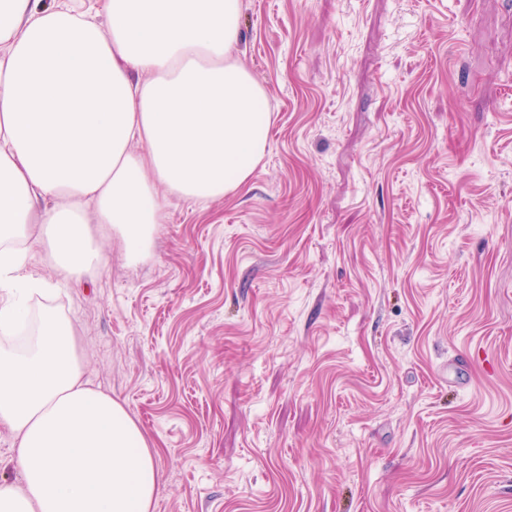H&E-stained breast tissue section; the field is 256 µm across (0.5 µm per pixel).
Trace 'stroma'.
Masks as SVG:
<instances>
[{"instance_id": "35a3bbf8", "label": "stroma", "mask_w": 512, "mask_h": 512, "mask_svg": "<svg viewBox=\"0 0 512 512\" xmlns=\"http://www.w3.org/2000/svg\"><path fill=\"white\" fill-rule=\"evenodd\" d=\"M267 149L37 298L154 512H512V0H242Z\"/></svg>"}]
</instances>
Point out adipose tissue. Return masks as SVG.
I'll return each instance as SVG.
<instances>
[{"label":"adipose tissue","instance_id":"obj_1","mask_svg":"<svg viewBox=\"0 0 512 512\" xmlns=\"http://www.w3.org/2000/svg\"><path fill=\"white\" fill-rule=\"evenodd\" d=\"M241 0H0V425L20 482L0 512H152L158 470L139 425L88 387L69 321L7 340L33 293L128 260L166 223L163 193L237 191L263 156L267 98L235 58ZM53 260L31 272L26 253Z\"/></svg>","mask_w":512,"mask_h":512}]
</instances>
